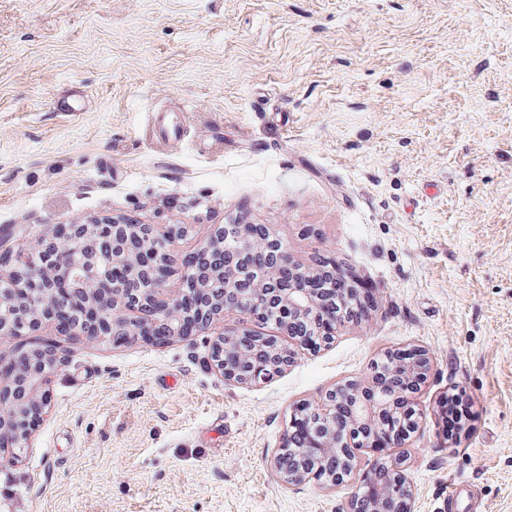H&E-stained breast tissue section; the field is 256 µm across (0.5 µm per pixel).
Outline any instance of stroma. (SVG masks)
I'll use <instances>...</instances> for the list:
<instances>
[{
    "mask_svg": "<svg viewBox=\"0 0 512 512\" xmlns=\"http://www.w3.org/2000/svg\"><path fill=\"white\" fill-rule=\"evenodd\" d=\"M156 109L178 140L149 137ZM93 217L186 225L180 255L256 224L377 304L261 385L213 365L231 313L159 343L0 336L2 359L56 353L0 512H353L356 487L288 485L271 459L294 405L408 347L432 361L389 453L412 512H448L455 484L512 512V0H0V276ZM455 387L476 417L451 440Z\"/></svg>",
    "mask_w": 512,
    "mask_h": 512,
    "instance_id": "obj_1",
    "label": "stroma"
}]
</instances>
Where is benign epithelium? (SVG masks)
<instances>
[{"mask_svg":"<svg viewBox=\"0 0 512 512\" xmlns=\"http://www.w3.org/2000/svg\"><path fill=\"white\" fill-rule=\"evenodd\" d=\"M186 232L183 224H172L164 234L154 225L142 224L135 231L128 224L88 223L65 224L42 244L43 262L33 264L17 260L14 277L41 289L42 303L54 301L53 281L68 274L62 257L74 252L78 245L84 252L94 251L95 237L104 235L112 240V265L127 270L130 280L112 287V303L101 304L102 296L92 288L100 278L97 267H87L90 288L86 289L87 310L96 320L93 338H111L113 325L120 322L131 334L148 323L159 336L181 334L183 324L182 295L195 293L199 305L195 322L205 331L214 317L221 313L242 315L252 324H265L277 314L279 329L292 340L311 349L328 343L333 331L320 322L324 296L317 289L295 288L282 276L283 270L295 277L311 280L319 276L314 267H299L292 260L290 248L262 231L255 224H226L199 249L203 254L219 249L224 252L220 272L195 271L186 274L181 288L173 291L157 281L161 262H173L172 249ZM265 252L267 274L253 273L254 250ZM47 321L42 307L14 304L12 295L0 291V335L18 336L35 332ZM413 360L386 354L374 365L368 384L350 382L332 390L320 404L301 403L291 408L289 423L304 412L311 418L313 443L299 454L311 456L320 467L290 468L281 466L282 454L274 457V466L289 484L315 480L318 484L336 488L347 485L356 467L350 449L360 446L379 451L378 435L385 423L410 406L413 396L426 383L431 361L426 351L415 349ZM292 360L289 348L272 336H265L251 327L222 332L215 342L213 362L224 380L260 384L281 372ZM51 363L40 351L29 352L24 372L0 376V441L6 439L21 448L30 434L40 425L49 403L43 384L53 372ZM345 411L347 432L336 425V413ZM412 490L406 482L394 478V483L382 484L364 502L362 512H412Z\"/></svg>","mask_w":512,"mask_h":512,"instance_id":"benign-epithelium-1","label":"benign epithelium"}]
</instances>
